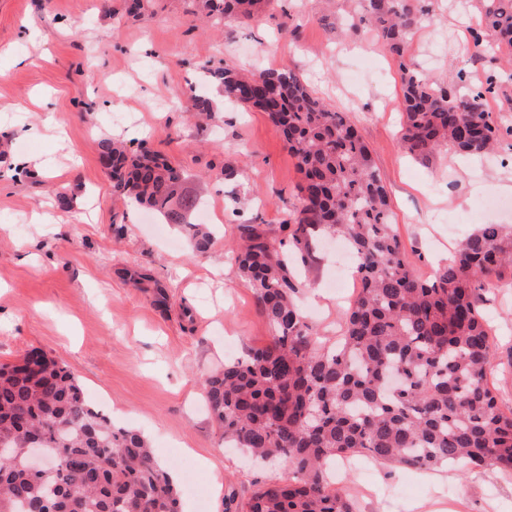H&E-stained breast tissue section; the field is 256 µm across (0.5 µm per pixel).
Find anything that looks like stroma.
I'll list each match as a JSON object with an SVG mask.
<instances>
[{
    "label": "stroma",
    "instance_id": "1",
    "mask_svg": "<svg viewBox=\"0 0 512 512\" xmlns=\"http://www.w3.org/2000/svg\"><path fill=\"white\" fill-rule=\"evenodd\" d=\"M410 54L418 71L444 83L497 79L485 107L502 135L485 159L440 155L413 160L399 143L398 61L368 32L347 33L349 0H278L243 26L202 29L193 0H151L138 15L125 0H0V364L37 349L70 369L93 407L115 426L147 438L158 463L182 483L196 469L193 494L178 512H225L228 495L246 501L258 485L291 476L224 447L206 411L205 378L267 343L270 329L248 281L228 254L241 221L278 225L297 205L300 175L281 133L263 112L225 104L204 91L214 112L191 113L203 66L261 70L295 67L312 92L349 113L385 183L394 228L417 275L432 276L463 237L485 224L512 225V69L498 52L477 53L470 35L477 0H428ZM46 96L53 109L32 105ZM30 128L14 138V127ZM122 140L182 168L201 197L215 243L193 251L183 228L112 191L100 144ZM43 163L41 176H16L19 157ZM236 173L224 177V163ZM255 201L234 211L233 197ZM336 243L317 238L302 266L299 303L324 342H334L354 281L337 284ZM148 269L166 286L167 308L121 270ZM480 308L493 331L491 389L512 408V270ZM367 461L358 471L336 460L337 490L355 512H512V474L461 477Z\"/></svg>",
    "mask_w": 512,
    "mask_h": 512
}]
</instances>
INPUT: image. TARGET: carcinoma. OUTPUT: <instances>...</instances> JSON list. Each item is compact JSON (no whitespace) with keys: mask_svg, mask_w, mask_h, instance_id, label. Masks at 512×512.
<instances>
[{"mask_svg":"<svg viewBox=\"0 0 512 512\" xmlns=\"http://www.w3.org/2000/svg\"><path fill=\"white\" fill-rule=\"evenodd\" d=\"M272 0H198L206 16L245 21ZM359 24L399 61L400 146L429 164L445 151L481 155L498 142L486 90L462 91L419 75L409 37L429 14L422 0H356ZM482 33L512 56V0H478ZM224 100L267 114L295 159L298 204L284 223L238 225L235 262L271 336L244 360L205 380L208 412L222 439L292 471L258 487L238 512H353L331 487L329 463L348 454L432 469L512 474V410L493 395L492 331L480 292L512 265V229L486 224L462 239L427 279L405 258L390 221L388 192L371 150L348 116L308 89L292 68L261 73L209 67ZM114 194L188 229L207 252L213 237L190 215L199 202L184 172L161 156L101 145ZM343 236L358 258L359 286L333 346L319 341L294 296V262L313 257V233ZM49 458L34 476L25 449ZM178 490L135 429H116L75 376L33 350L0 365V512H178Z\"/></svg>","mask_w":512,"mask_h":512,"instance_id":"obj_1","label":"carcinoma"}]
</instances>
